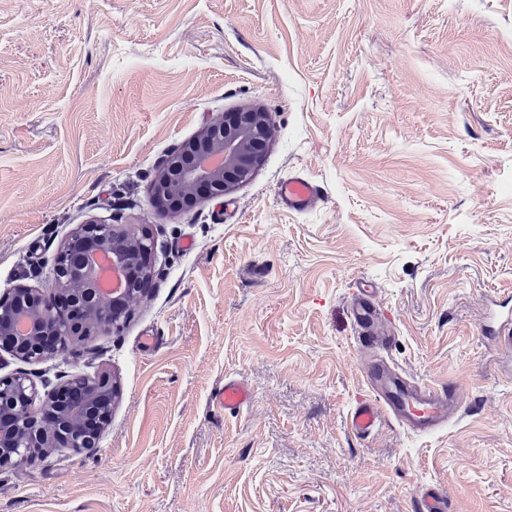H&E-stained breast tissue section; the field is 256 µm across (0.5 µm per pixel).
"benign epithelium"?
Segmentation results:
<instances>
[{"instance_id": "7a95c632", "label": "benign epithelium", "mask_w": 512, "mask_h": 512, "mask_svg": "<svg viewBox=\"0 0 512 512\" xmlns=\"http://www.w3.org/2000/svg\"><path fill=\"white\" fill-rule=\"evenodd\" d=\"M272 137L270 113L244 106L201 127L164 159L151 185L152 204L177 210L203 194L221 197L248 182L264 159ZM156 244L146 226L90 220L79 224L53 265L51 289L18 286L0 297V348L29 364L50 359L102 327L117 328L127 305L152 280ZM99 251L112 256L121 288L112 298L95 288L91 260ZM28 330H17L20 322ZM116 386L112 376L73 374L45 399L31 374L0 377V472L34 464L44 448L81 452L97 447L112 419Z\"/></svg>"}]
</instances>
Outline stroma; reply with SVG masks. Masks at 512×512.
Returning a JSON list of instances; mask_svg holds the SVG:
<instances>
[{
	"label": "stroma",
	"instance_id": "stroma-1",
	"mask_svg": "<svg viewBox=\"0 0 512 512\" xmlns=\"http://www.w3.org/2000/svg\"><path fill=\"white\" fill-rule=\"evenodd\" d=\"M250 103L274 126L251 180L155 208L159 162ZM297 172L313 210L279 203ZM91 218L148 225L155 277L120 332L32 370L109 371L112 422L0 472V512H416L429 487L512 512V0H0V294L49 287ZM361 281L381 359L462 384L446 426L351 431ZM352 315L358 329V338L364 349L386 345L391 336H382L377 330L380 310L376 302V291L367 282H360L351 301ZM253 399L251 387L242 379L225 378L224 384L215 389L212 407L220 412L238 414Z\"/></svg>",
	"mask_w": 512,
	"mask_h": 512
}]
</instances>
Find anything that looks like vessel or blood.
Instances as JSON below:
<instances>
[{"label":"vessel or blood","instance_id":"1","mask_svg":"<svg viewBox=\"0 0 512 512\" xmlns=\"http://www.w3.org/2000/svg\"><path fill=\"white\" fill-rule=\"evenodd\" d=\"M322 196L318 185L307 178H288L279 190L281 204L291 211L316 208ZM352 315L358 329L359 342L369 349L387 344L388 339L377 330L380 310L376 291L368 283H360L351 301ZM367 396L361 397L350 413V428L365 436L382 421L394 419L415 434H426L443 426L457 408L460 389L456 386H431L411 382L386 362H374L365 369ZM253 399L251 387L238 378H225L211 397L214 409L229 414L239 413ZM419 512H447L448 499L443 490L429 488L419 498Z\"/></svg>","mask_w":512,"mask_h":512}]
</instances>
